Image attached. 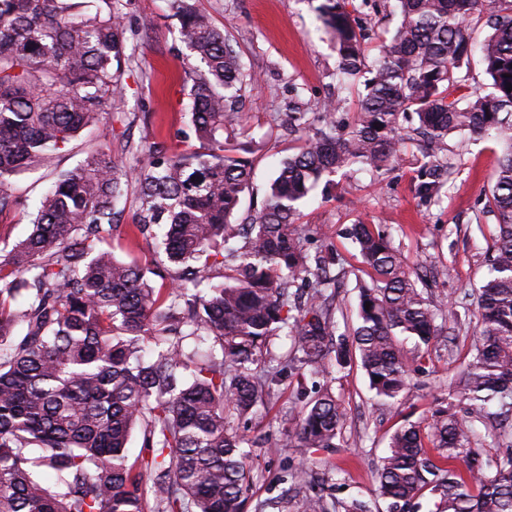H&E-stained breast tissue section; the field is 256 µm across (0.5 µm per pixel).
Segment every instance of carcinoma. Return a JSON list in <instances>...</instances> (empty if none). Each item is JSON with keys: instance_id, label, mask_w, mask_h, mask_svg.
<instances>
[{"instance_id": "1", "label": "carcinoma", "mask_w": 512, "mask_h": 512, "mask_svg": "<svg viewBox=\"0 0 512 512\" xmlns=\"http://www.w3.org/2000/svg\"><path fill=\"white\" fill-rule=\"evenodd\" d=\"M398 2L395 32L369 63L359 7L324 0L339 84L369 74L362 119L339 134L338 104L320 108L315 136L283 160L261 207L240 223L251 163L224 131L238 121L247 75L192 0H168L179 41L203 64L184 67L200 147L158 142L139 169L88 152L28 213L30 234L0 253V512H145L149 499L154 512H245L246 436L230 428L228 412L250 413L286 373L314 381L329 375V362L344 368L355 358L374 397L397 400L441 335L442 309L387 232L360 222L350 238L371 282L359 285L352 332L340 331L324 289L346 272L332 274L334 254L309 251L296 215L340 170H391L410 113L436 145L467 135L503 145L489 199L498 232L477 300L480 340L457 377L466 417L448 406L425 433L399 426L376 493L402 512L421 509L426 492L436 512H512V452L487 458L470 440L473 425L490 418L488 436L507 437L512 416V0ZM123 8V0H97L92 10L79 0H0V213L13 206L3 192L10 178L51 167L106 107H120ZM476 11L489 13L480 53L490 83L457 97L475 52L468 20ZM133 182L136 234L159 242L178 270L164 288L104 247L122 233L117 204ZM444 185L432 163L417 194L430 199ZM281 335L292 353L254 372ZM189 336L210 341L209 361L185 349ZM346 420L336 396L319 389L289 417L280 446L334 448ZM136 430L144 455L131 462Z\"/></svg>"}]
</instances>
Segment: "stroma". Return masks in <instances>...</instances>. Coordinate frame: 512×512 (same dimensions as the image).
I'll return each mask as SVG.
<instances>
[{"label":"stroma","mask_w":512,"mask_h":512,"mask_svg":"<svg viewBox=\"0 0 512 512\" xmlns=\"http://www.w3.org/2000/svg\"><path fill=\"white\" fill-rule=\"evenodd\" d=\"M122 25L132 55L123 76L124 104L106 109L98 122L82 131L53 167L25 173L13 181L14 207L0 214V248L11 249L31 230L27 213L51 187L58 171L77 165L86 152L99 151L126 166L140 167L144 150L156 142H178L190 132L189 90L184 86L179 24L166 0H126ZM321 0H195L213 25L229 38L244 69L251 74L237 103L239 122L232 140L253 165L250 187L239 214L247 216L264 200L280 161L301 147L288 126L292 112H315L336 99L343 131L361 119V86L336 91L338 52L316 11ZM358 18L369 30L368 56H375L398 22L397 0H369ZM130 141L136 151L121 154ZM428 146L421 138L406 140L389 173L359 165L336 174L331 186H316L299 208L298 222L310 229L315 244L336 250L348 272L331 304L339 323L356 318L357 284L370 271L347 237L357 222L388 227L394 247L411 267L426 276L435 300L462 302L458 321L442 320V334L417 362L412 384L399 402L373 400L358 363L332 371L327 386L349 414L336 447L310 450L282 447L288 418L298 409L296 378L286 377L273 396L246 417L230 416L229 425L250 439L245 464L252 481L247 512H302L305 495L322 483L336 484V499L358 498L373 512H389L375 494V471L391 433L404 420L427 426L432 412L448 401L451 377L468 360L475 325L467 311L487 272V256L497 218L488 205L491 177L501 147L491 137L448 142L452 182L439 197L423 200L415 187Z\"/></svg>","instance_id":"35a3bbf8"}]
</instances>
